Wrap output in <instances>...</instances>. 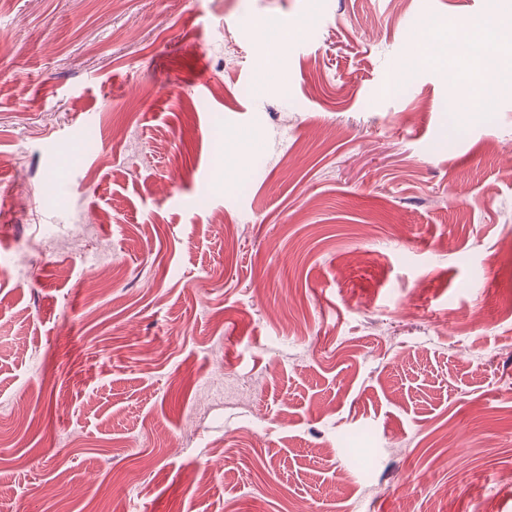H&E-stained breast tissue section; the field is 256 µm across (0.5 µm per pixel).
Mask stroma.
Returning <instances> with one entry per match:
<instances>
[{
    "label": "stroma",
    "mask_w": 512,
    "mask_h": 512,
    "mask_svg": "<svg viewBox=\"0 0 512 512\" xmlns=\"http://www.w3.org/2000/svg\"><path fill=\"white\" fill-rule=\"evenodd\" d=\"M498 13L0 0V512H512V58H444ZM507 37L498 36L497 39L488 37L484 27L479 23L462 27L456 32L455 40L451 41L456 49H468L479 46L483 48L480 54L464 53L466 61L468 80L464 86L466 100L472 105L487 109L490 106L488 88L495 78L494 62L503 54H511L510 40ZM434 32L429 27L422 28L415 36V50L411 59L413 68H420L433 60L432 47Z\"/></svg>",
    "instance_id": "obj_1"
}]
</instances>
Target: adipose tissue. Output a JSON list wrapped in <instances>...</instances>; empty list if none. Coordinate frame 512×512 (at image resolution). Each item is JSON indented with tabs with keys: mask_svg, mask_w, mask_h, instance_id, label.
<instances>
[{
	"mask_svg": "<svg viewBox=\"0 0 512 512\" xmlns=\"http://www.w3.org/2000/svg\"><path fill=\"white\" fill-rule=\"evenodd\" d=\"M455 47L464 48L468 80L464 87L467 100L474 106L489 108L488 88L495 77L494 62L512 52V41L505 37H488L481 24L460 28L455 36Z\"/></svg>",
	"mask_w": 512,
	"mask_h": 512,
	"instance_id": "1",
	"label": "adipose tissue"
}]
</instances>
